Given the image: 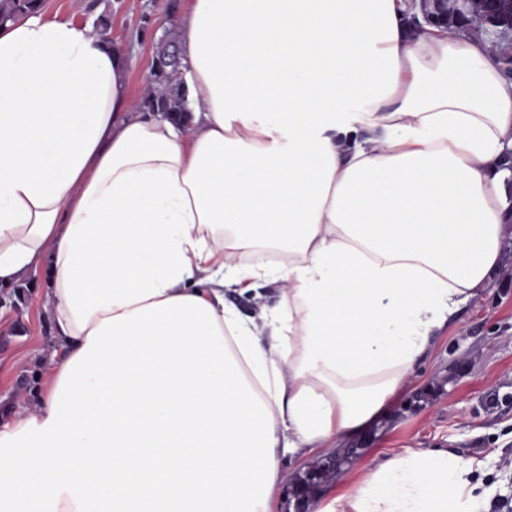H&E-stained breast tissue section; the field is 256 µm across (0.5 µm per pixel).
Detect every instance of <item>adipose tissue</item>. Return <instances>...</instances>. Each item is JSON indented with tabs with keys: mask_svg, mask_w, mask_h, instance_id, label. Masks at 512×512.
I'll use <instances>...</instances> for the list:
<instances>
[{
	"mask_svg": "<svg viewBox=\"0 0 512 512\" xmlns=\"http://www.w3.org/2000/svg\"><path fill=\"white\" fill-rule=\"evenodd\" d=\"M410 0H187L190 112L67 19L0 28V287L42 272L49 384L0 428V512H268L280 455L364 430L512 239V78ZM287 262L253 264L260 248ZM281 286L242 319L224 291ZM408 451L343 512H475Z\"/></svg>",
	"mask_w": 512,
	"mask_h": 512,
	"instance_id": "adipose-tissue-1",
	"label": "adipose tissue"
}]
</instances>
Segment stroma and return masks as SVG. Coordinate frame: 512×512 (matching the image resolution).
Segmentation results:
<instances>
[{"label":"stroma","instance_id":"obj_1","mask_svg":"<svg viewBox=\"0 0 512 512\" xmlns=\"http://www.w3.org/2000/svg\"><path fill=\"white\" fill-rule=\"evenodd\" d=\"M183 0H42L40 12L79 26L108 22L113 42L131 59V96L143 100L153 79L159 39L179 18ZM0 427L38 403L33 352L49 342L40 289L21 283L0 289ZM352 458L321 486L318 496L296 501L298 478L324 463L327 448L283 457L271 512L338 510L340 498L368 472L407 450H441L480 461L475 479L512 500V247L501 270L476 299L463 305L433 339L409 383L367 430L337 438Z\"/></svg>","mask_w":512,"mask_h":512}]
</instances>
